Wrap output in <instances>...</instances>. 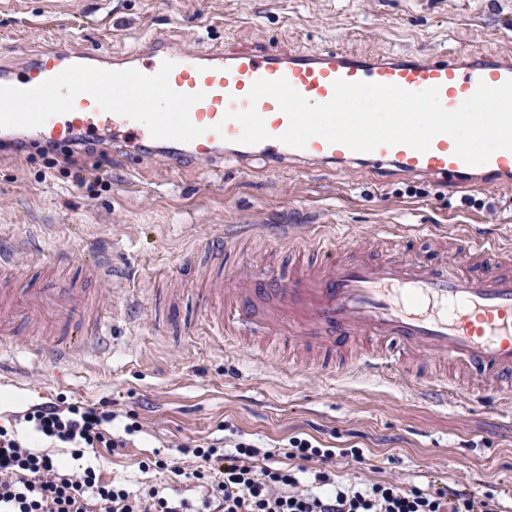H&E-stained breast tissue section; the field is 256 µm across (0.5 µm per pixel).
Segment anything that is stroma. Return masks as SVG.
Wrapping results in <instances>:
<instances>
[{
    "label": "stroma",
    "mask_w": 512,
    "mask_h": 512,
    "mask_svg": "<svg viewBox=\"0 0 512 512\" xmlns=\"http://www.w3.org/2000/svg\"><path fill=\"white\" fill-rule=\"evenodd\" d=\"M153 31L188 48L511 54L512 0H11L0 9V58L29 60L54 39L122 51ZM411 186L416 194H408ZM473 197L469 206L438 183L397 173L382 184L359 165L304 173L287 166L275 174L256 157L246 173L231 165L215 173L207 162L174 168L151 154L134 162L110 150L49 170L33 146L10 151L0 159V245L23 243L16 262L26 283L67 249L62 274L98 294L111 343L66 375L32 363L23 339L1 346L0 426H14L28 408L57 397L112 406L113 433L125 436V447L76 458L42 441L38 451L77 471L93 467L102 480L131 490L165 488L195 510L205 490L185 478L194 459H179L180 477L141 471L140 462L172 456L189 439H247L275 452L288 437L308 434L329 448L363 449L366 463L339 456L332 465L356 484L387 480L426 490L449 483L512 501V419L488 402L437 406L413 395L399 374H333L318 363L292 369L255 345L229 351L187 333L207 323L190 289L212 269L197 254L210 240L284 264L297 247L281 239L285 224L347 234L373 256L403 260L411 250L386 239L384 225L430 224L451 244L463 224L512 233V186ZM253 224L268 225L267 235L252 234ZM94 253L124 277L135 308H127V292L90 275ZM131 416L139 429L128 435Z\"/></svg>",
    "instance_id": "1"
}]
</instances>
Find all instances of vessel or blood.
Segmentation results:
<instances>
[{"mask_svg": "<svg viewBox=\"0 0 512 512\" xmlns=\"http://www.w3.org/2000/svg\"><path fill=\"white\" fill-rule=\"evenodd\" d=\"M172 61L171 87L202 93L190 110L204 132L179 142L153 138L146 126L102 110L87 94L72 112L35 129L0 128V145L20 139L70 146L104 140L125 152L151 150L171 163L224 161L244 165L263 157L276 169L288 161L308 167L362 164L380 175L428 179L452 192L512 184V151H499L470 167L454 154L450 136H436L427 151L380 145L357 153L321 137L301 149L280 142L288 119L277 102L262 98L257 110L269 140L239 142V123L227 111L248 106L259 79H286L310 102H328L336 80L396 85L408 91L438 88L442 105L457 109L479 83L498 86L512 78V58L418 52L368 55L333 48L302 52L240 48L190 49L151 34L125 52L93 51L76 41L52 44L21 66L0 63V86L32 88L74 64L145 75ZM244 255L209 275L197 290L198 305L218 339L250 340L271 350L303 349L324 367L342 366L376 377L399 372L413 391L441 400L480 391L499 406H512V246L497 238L460 235L447 256L425 250L408 260L351 252L339 237L306 249L289 269L272 264L246 271ZM14 252L0 247V343L32 331L29 351L41 365L75 364L99 353L103 316L93 298L69 281L43 278L35 288L16 285Z\"/></svg>", "mask_w": 512, "mask_h": 512, "instance_id": "vessel-or-blood-1", "label": "vessel or blood"}]
</instances>
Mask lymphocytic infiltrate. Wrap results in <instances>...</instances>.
<instances>
[{"mask_svg":"<svg viewBox=\"0 0 512 512\" xmlns=\"http://www.w3.org/2000/svg\"><path fill=\"white\" fill-rule=\"evenodd\" d=\"M110 410L82 403L44 402L22 420L33 436L84 450L124 447L114 436ZM180 456L198 459L192 477L208 488L204 512H504L497 498H478L447 486L406 490L391 482L359 488L337 481L327 465L335 451L313 437L294 436L284 446L287 460H319L315 488L304 489L291 469L271 466L270 452L249 441L226 451L221 440L183 443ZM151 487L139 493L123 485L100 482L93 468L71 471L64 462L34 452L14 430L0 427V512H188Z\"/></svg>","mask_w":512,"mask_h":512,"instance_id":"f902f5d3","label":"lymphocytic infiltrate"}]
</instances>
